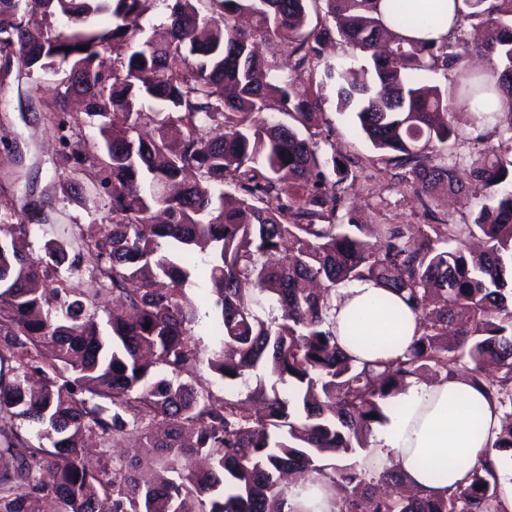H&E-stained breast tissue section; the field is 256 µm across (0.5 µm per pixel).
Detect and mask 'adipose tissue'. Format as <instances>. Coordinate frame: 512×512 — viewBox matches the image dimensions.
Segmentation results:
<instances>
[{"label": "adipose tissue", "mask_w": 512, "mask_h": 512, "mask_svg": "<svg viewBox=\"0 0 512 512\" xmlns=\"http://www.w3.org/2000/svg\"><path fill=\"white\" fill-rule=\"evenodd\" d=\"M372 284L339 289L333 304L338 327L357 324L366 360L396 357L411 345L415 317L398 297L380 309ZM371 435L368 462L392 459L407 486L423 497L438 498L466 485L467 474L491 454L501 412L466 379L436 383L412 379ZM287 512H332V494L323 482L298 483L288 490Z\"/></svg>", "instance_id": "adipose-tissue-1"}]
</instances>
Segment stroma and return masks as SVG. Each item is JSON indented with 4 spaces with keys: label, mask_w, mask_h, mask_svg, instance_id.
Listing matches in <instances>:
<instances>
[{
    "label": "stroma",
    "mask_w": 512,
    "mask_h": 512,
    "mask_svg": "<svg viewBox=\"0 0 512 512\" xmlns=\"http://www.w3.org/2000/svg\"><path fill=\"white\" fill-rule=\"evenodd\" d=\"M258 50L270 82L319 79L320 69L314 64L296 73L287 46L279 40L261 41ZM59 82V77L25 67L18 53H0V225H29L27 249L39 258L48 241L77 224L105 223L108 214L105 197L93 188L79 194L66 190L70 167L48 120ZM311 135L322 152H335L351 171L339 192L337 223L353 220L413 228L436 217L468 224L484 200L483 190L474 185L457 196L442 188L420 203L400 170L372 149L354 114L337 111L333 88L324 91Z\"/></svg>",
    "instance_id": "35a3bbf8"
}]
</instances>
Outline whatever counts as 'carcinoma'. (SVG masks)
<instances>
[{
  "label": "carcinoma",
  "instance_id": "carcinoma-1",
  "mask_svg": "<svg viewBox=\"0 0 512 512\" xmlns=\"http://www.w3.org/2000/svg\"><path fill=\"white\" fill-rule=\"evenodd\" d=\"M25 2L73 26L31 28L19 0H0V51L41 47L38 68L63 74L55 111L80 96L98 126L94 157L61 137L72 171L109 198L108 225L77 224L72 236L129 313L112 311L103 332L95 297L59 277L66 262L78 270L68 238L47 244L43 262L27 251L29 225L0 226V512H99L103 496L112 512H284L283 472L320 476L337 512H509L499 471L512 462V0H462L438 45L388 29L380 0H173L162 43L140 41L152 0ZM310 8L331 24L303 34ZM108 10L116 22L98 27ZM387 10L399 28L443 22L410 0H388ZM242 12L256 20L250 33L238 26ZM469 26L485 29L475 50L490 61L491 83L464 62ZM335 35L363 64L324 63L316 91L263 80L253 38L291 44L301 71ZM117 48L126 54L105 66ZM436 70L448 84H422ZM329 85L418 198L442 182L450 192L480 184L473 222L421 224L415 235L395 224L345 232L336 190L348 170L299 131L314 125ZM488 93L506 110L491 128L497 144L469 161L449 153L458 133L435 116L455 106L485 122L478 105ZM148 123L157 134L145 138ZM436 144L448 159L429 166ZM283 173L306 194H288ZM230 184L242 194L233 202ZM195 272L217 294L205 317L218 342L205 361L191 340L202 322L186 293ZM358 281L399 294L415 315L403 355L364 360L348 348L354 328L340 338L332 300ZM204 364L226 388H249L265 370L271 392L260 378L250 388L263 413L243 414L230 396L212 401L197 380ZM421 374L465 377L503 412L496 459L439 499L405 495L393 469L336 462L368 449L387 401ZM17 418L38 426L37 443L14 430ZM130 435L156 455L154 477L107 455ZM87 438L104 447L95 467L82 457ZM199 454L208 469L190 467Z\"/></svg>",
  "mask_w": 512,
  "mask_h": 512
}]
</instances>
